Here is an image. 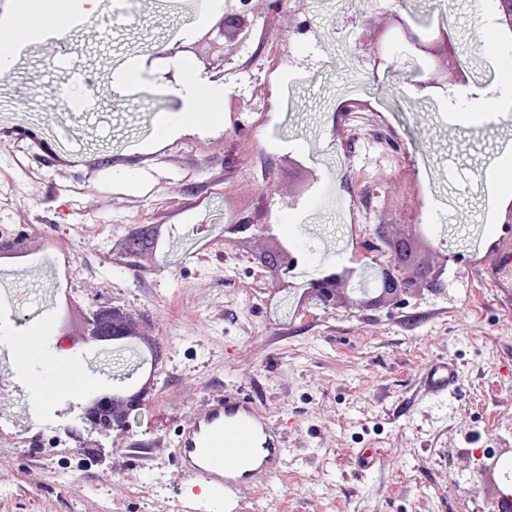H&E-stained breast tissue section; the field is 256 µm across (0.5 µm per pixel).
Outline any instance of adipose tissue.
<instances>
[{
	"instance_id": "adipose-tissue-1",
	"label": "adipose tissue",
	"mask_w": 512,
	"mask_h": 512,
	"mask_svg": "<svg viewBox=\"0 0 512 512\" xmlns=\"http://www.w3.org/2000/svg\"><path fill=\"white\" fill-rule=\"evenodd\" d=\"M103 0H14V9L0 21V62H8L15 50L32 45L36 34L26 20L27 14L36 12L41 25L47 31H60L71 17L90 20L100 13ZM224 90L219 86H195L187 93L182 110L162 118V130L176 124L192 123L201 109H209L214 115H222Z\"/></svg>"
}]
</instances>
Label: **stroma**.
<instances>
[{
	"mask_svg": "<svg viewBox=\"0 0 512 512\" xmlns=\"http://www.w3.org/2000/svg\"><path fill=\"white\" fill-rule=\"evenodd\" d=\"M498 12L499 0H283L276 12L253 0L248 19L282 59L271 68L254 40L224 49L244 136L208 115L158 128L186 82L172 47L224 15L202 0H104L0 65V225L30 235L26 263L0 266V319L53 320L47 239L68 238L79 267L68 335L47 336L23 370L0 343V512H182L196 484L173 461L175 433L235 390L267 406L292 455L244 512H492L477 468L487 449L512 448V224L489 172L512 148V112L475 127L455 115L473 93L504 91L485 37ZM397 15L443 17L468 85L417 91ZM130 65L141 84L105 102L98 77ZM257 212L252 230L225 233ZM152 227L156 244L121 262L129 235ZM412 228L423 252L402 270L410 287L379 297L375 267ZM280 243L303 287L259 264ZM330 268L354 275L324 304L307 284ZM105 305L140 338L80 342V311ZM438 357L459 382L431 402L417 378ZM67 359L95 390L155 378L93 455L62 430L82 397L30 390ZM362 448L384 449L380 473L358 471Z\"/></svg>",
	"mask_w": 512,
	"mask_h": 512,
	"instance_id": "obj_1",
	"label": "stroma"
}]
</instances>
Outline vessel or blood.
<instances>
[{
	"instance_id": "b4317fda",
	"label": "vessel or blood",
	"mask_w": 512,
	"mask_h": 512,
	"mask_svg": "<svg viewBox=\"0 0 512 512\" xmlns=\"http://www.w3.org/2000/svg\"><path fill=\"white\" fill-rule=\"evenodd\" d=\"M66 379L65 390L81 394L86 381L73 364L59 363L49 380L32 379L37 396L55 393V379ZM458 372L454 363L437 359L426 368L422 385L426 397L444 399L455 390ZM288 442L267 409L241 391L203 401L190 421L181 426L174 459L181 473L198 481L203 497L189 500L184 512H210L214 504L224 512H242L244 492L270 485L288 466Z\"/></svg>"
}]
</instances>
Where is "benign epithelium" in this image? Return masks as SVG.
I'll return each mask as SVG.
<instances>
[{
    "label": "benign epithelium",
    "mask_w": 512,
    "mask_h": 512,
    "mask_svg": "<svg viewBox=\"0 0 512 512\" xmlns=\"http://www.w3.org/2000/svg\"><path fill=\"white\" fill-rule=\"evenodd\" d=\"M252 0H241L243 9L231 11L224 15L218 26L204 35L201 40L190 46H182L180 50L195 53L204 62V72L201 77L210 81H217L224 76V63L226 56H221L220 63H215L210 54L224 49L220 41L244 43L253 37H258L259 46H264L266 35L257 33L247 23L246 15ZM405 36L408 51L421 59L423 65L416 69L417 79L412 84L419 90L426 88H445L447 85L465 86L468 79L461 73L457 58L450 47L448 32L442 26L434 25L433 21L425 23L415 22L409 24L405 19L397 18ZM262 263L284 273L293 268L296 257L283 245L277 246L265 254ZM348 282L347 272H329L321 279L311 284L312 295L323 303L335 300L336 292ZM376 288L380 296L398 297L410 288L409 282L402 277L399 266L395 260L390 264L379 267L376 279ZM137 331L132 319L120 308L100 306L89 312L85 317V332L82 341L87 344L105 347L114 339H123L135 336ZM120 402L126 410L131 412L143 403V395L130 393L123 397H100L94 401L95 413H88V409L81 408L80 422L88 432L110 433L114 430L127 427L128 418L108 419L109 403ZM512 454V448H503L495 454L486 456L479 467L481 479L492 486L497 498V508L492 512H503L506 505L512 506V480L503 474V455Z\"/></svg>",
    "instance_id": "obj_1"
}]
</instances>
